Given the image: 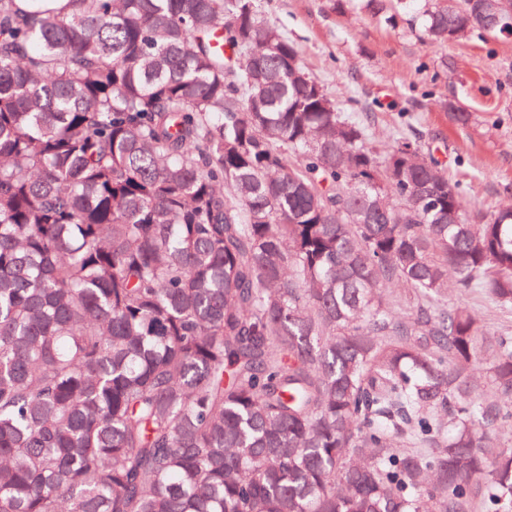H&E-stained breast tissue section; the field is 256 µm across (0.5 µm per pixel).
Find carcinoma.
<instances>
[{
  "instance_id": "cac0c4a2",
  "label": "carcinoma",
  "mask_w": 512,
  "mask_h": 512,
  "mask_svg": "<svg viewBox=\"0 0 512 512\" xmlns=\"http://www.w3.org/2000/svg\"><path fill=\"white\" fill-rule=\"evenodd\" d=\"M54 4L0 0V512H512V333L445 299L512 309V201L377 153L255 0Z\"/></svg>"
}]
</instances>
